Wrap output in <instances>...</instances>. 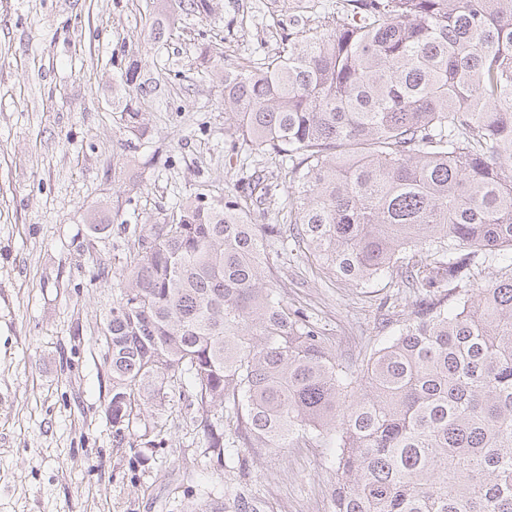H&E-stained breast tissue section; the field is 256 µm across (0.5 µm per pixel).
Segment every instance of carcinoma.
Returning a JSON list of instances; mask_svg holds the SVG:
<instances>
[{
  "label": "carcinoma",
  "mask_w": 512,
  "mask_h": 512,
  "mask_svg": "<svg viewBox=\"0 0 512 512\" xmlns=\"http://www.w3.org/2000/svg\"><path fill=\"white\" fill-rule=\"evenodd\" d=\"M224 124L277 161L312 262L418 300L354 373L288 306L280 225L251 221L271 185L188 200L138 235L105 319L115 436L176 389L228 472L240 446L333 448L332 512H512V0H341L224 68Z\"/></svg>",
  "instance_id": "carcinoma-1"
}]
</instances>
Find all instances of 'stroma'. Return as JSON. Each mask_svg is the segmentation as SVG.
<instances>
[{"mask_svg":"<svg viewBox=\"0 0 512 512\" xmlns=\"http://www.w3.org/2000/svg\"><path fill=\"white\" fill-rule=\"evenodd\" d=\"M289 0H0V512H181L187 493L231 480L205 457L195 408L141 401L113 436L103 321L141 228L191 194L263 166L224 127L220 79L275 52L269 15ZM152 84L130 122L127 72ZM95 224L104 233H92ZM289 305L361 368L398 329L395 288H356L289 243ZM245 481L270 512H330L331 448H245Z\"/></svg>","mask_w":512,"mask_h":512,"instance_id":"stroma-1","label":"stroma"}]
</instances>
